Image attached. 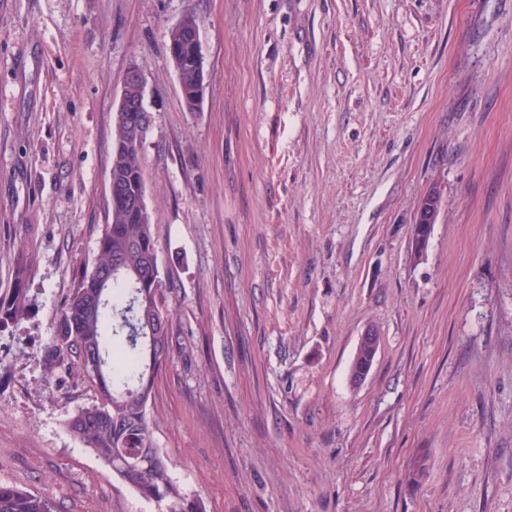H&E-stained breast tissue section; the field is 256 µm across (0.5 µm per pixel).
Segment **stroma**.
<instances>
[{
  "instance_id": "obj_1",
  "label": "stroma",
  "mask_w": 512,
  "mask_h": 512,
  "mask_svg": "<svg viewBox=\"0 0 512 512\" xmlns=\"http://www.w3.org/2000/svg\"><path fill=\"white\" fill-rule=\"evenodd\" d=\"M188 14L193 115L167 52ZM133 63L174 480L207 512H512V0H0V294L23 255L37 298L0 333V484L157 512L65 427L93 383L44 369L108 221ZM370 355H371V349L369 346L360 348L359 350H356V352H355V355L353 358V363H352L353 371L350 374H351V378L355 382L356 386H360L366 381V379L369 375V372L373 366L375 355L372 354V356L368 359L367 362H364L361 365H358L356 370H354V368L358 363H361L362 361L367 360V358ZM352 367H351V369H352ZM353 381H351V379H350V382L352 384H354Z\"/></svg>"
}]
</instances>
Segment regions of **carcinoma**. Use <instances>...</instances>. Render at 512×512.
<instances>
[{
  "label": "carcinoma",
  "instance_id": "cac0c4a2",
  "mask_svg": "<svg viewBox=\"0 0 512 512\" xmlns=\"http://www.w3.org/2000/svg\"><path fill=\"white\" fill-rule=\"evenodd\" d=\"M176 47L169 60L178 75L186 111L197 104L199 78L195 59L198 22L185 16L168 31ZM134 119L118 112L112 131V188L108 223L98 242L92 270L67 299L45 358L46 370L60 367L57 348H63L98 390V400L82 407L65 423L68 432L90 448L97 458L132 491L152 501L158 512H207L202 498L184 493L170 474L169 456L159 448L148 415L154 376L170 354L171 310L164 304L158 263L159 246L150 210L145 203L141 154L145 139H136ZM440 192L423 196L419 212L439 211ZM30 264L14 261L10 290L0 297V332L19 325L35 305L29 286ZM156 317L164 327L160 348L148 342L132 343L128 328ZM158 462L144 473L132 466L146 451ZM0 512H56L45 497L0 485Z\"/></svg>",
  "mask_w": 512,
  "mask_h": 512
}]
</instances>
